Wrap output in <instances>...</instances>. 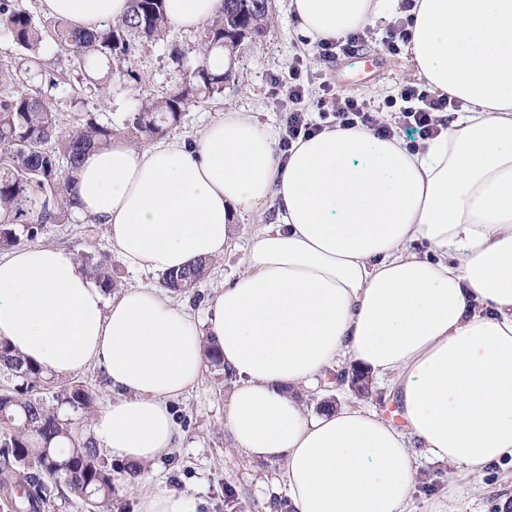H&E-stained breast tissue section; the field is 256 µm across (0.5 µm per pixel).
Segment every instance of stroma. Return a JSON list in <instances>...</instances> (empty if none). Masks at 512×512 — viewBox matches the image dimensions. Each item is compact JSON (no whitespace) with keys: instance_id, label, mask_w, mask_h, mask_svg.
Listing matches in <instances>:
<instances>
[{"instance_id":"1","label":"stroma","mask_w":512,"mask_h":512,"mask_svg":"<svg viewBox=\"0 0 512 512\" xmlns=\"http://www.w3.org/2000/svg\"><path fill=\"white\" fill-rule=\"evenodd\" d=\"M288 2L271 0L265 33L245 39L233 55L236 81L225 83L223 94L215 100L190 105L180 127L174 129V136L193 139L216 113L227 108L250 113L261 124L281 130L283 114L272 103V76L286 72L289 61L296 56L303 59L310 71L333 72V65L323 64L314 46L296 35ZM397 60L396 67L376 80L350 87L349 95L379 104L396 94L400 86L417 82L410 54L401 52ZM136 63L149 77L151 90L156 92L167 90L182 78L178 65L171 61L162 44L139 54ZM274 219L275 211L271 208L237 217L234 246L225 251L223 258L211 263L197 295L175 294L172 302L187 307L197 317H204L217 290L243 268L254 226ZM36 242L70 251L83 262L111 260L116 290L161 285L160 276L136 277L128 272L121 258L111 251L104 225L76 216L66 224L43 225ZM226 388L223 370L205 365L197 383L173 404L182 432L178 448L142 465L134 480L119 483L112 512H137L140 493L150 490L191 497L197 512H271L276 469L269 465L256 466L231 448L224 431ZM418 471L420 484L410 502L411 512H512V467L493 468L476 478L452 479L445 465L422 459ZM475 483L483 487L481 496L468 493Z\"/></svg>"}]
</instances>
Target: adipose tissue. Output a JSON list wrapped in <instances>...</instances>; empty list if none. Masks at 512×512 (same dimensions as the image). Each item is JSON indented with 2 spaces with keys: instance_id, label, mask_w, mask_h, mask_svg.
<instances>
[{
  "instance_id": "adipose-tissue-1",
  "label": "adipose tissue",
  "mask_w": 512,
  "mask_h": 512,
  "mask_svg": "<svg viewBox=\"0 0 512 512\" xmlns=\"http://www.w3.org/2000/svg\"><path fill=\"white\" fill-rule=\"evenodd\" d=\"M97 30L129 0H38ZM186 31L223 0H165ZM399 0H289L308 43L392 19ZM418 77L463 103L457 123L410 150L406 136L327 129L294 143L245 112L196 136L86 154L73 211L105 225L132 273L223 256L234 219L278 200L245 266L205 320L155 288L110 295L69 252L0 257V339L66 377L100 366L118 398L90 436L150 463L181 439L171 402L215 341L231 379L224 430L250 462L279 468L290 512H409L417 458L449 476L512 464V0H416ZM354 366L388 382L392 420L358 403L318 413L302 396Z\"/></svg>"
}]
</instances>
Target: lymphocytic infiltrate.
<instances>
[{"label": "lymphocytic infiltrate", "instance_id": "lymphocytic-infiltrate-1", "mask_svg": "<svg viewBox=\"0 0 512 512\" xmlns=\"http://www.w3.org/2000/svg\"><path fill=\"white\" fill-rule=\"evenodd\" d=\"M272 85L274 104L288 109L280 141L281 149L285 152L298 140L337 127L363 128L377 136L389 138L394 136V127L399 124L414 129L420 140L428 141L447 128L448 113L461 108L458 99L411 83L402 86L397 95L388 98L384 106L379 107L335 90L325 73L304 71L303 61L299 58L289 65L287 76L274 78ZM313 86L319 89L315 106L320 120L316 123L300 108ZM385 106L396 110L397 124L381 119V109Z\"/></svg>", "mask_w": 512, "mask_h": 512}]
</instances>
